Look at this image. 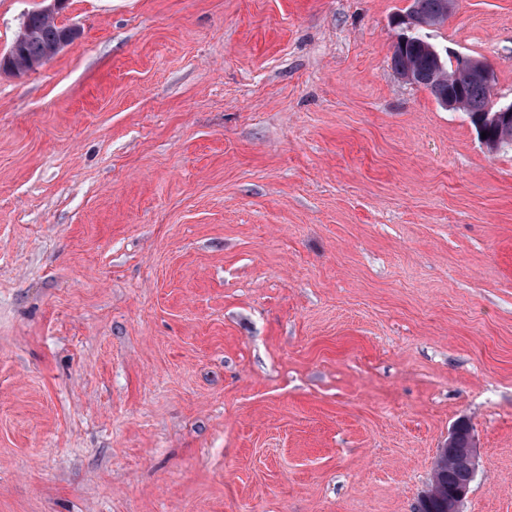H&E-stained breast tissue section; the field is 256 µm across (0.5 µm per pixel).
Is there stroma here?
I'll list each match as a JSON object with an SVG mask.
<instances>
[{
	"label": "stroma",
	"instance_id": "1",
	"mask_svg": "<svg viewBox=\"0 0 512 512\" xmlns=\"http://www.w3.org/2000/svg\"><path fill=\"white\" fill-rule=\"evenodd\" d=\"M411 0H68L0 72V512H512V148ZM41 0H0V54ZM512 102V0L429 28ZM42 2L46 4L41 10L50 16H56L63 12L66 5L63 0H43ZM43 13L40 9L29 12L23 22V26L26 25L27 29L25 32L20 31L10 46L11 70L18 75L36 71L48 60L44 58L28 71L31 61L47 55L50 49L56 45L66 41L73 42L79 37V31L78 36L73 37L70 34L69 26L58 25L55 18H49ZM433 49V50H431ZM479 81L478 84L467 78ZM392 64L394 70L412 67L421 76L410 69H404L399 75L406 81L421 85L427 89L434 87H446L454 93L456 100H459L460 110L466 112L474 128L479 131V121L485 107L484 115L487 122L498 121L505 114H512V102L509 104H498L494 99L491 101L492 92L487 86H492L493 72L481 60L455 56L453 62L448 56H444L438 48L431 43L426 36H413L411 41L398 44L393 47ZM487 85V86H486ZM491 101V102H490ZM456 423L448 435V448H440L436 466L434 469L431 485H435L439 495L432 502L430 512H459L463 500L467 496V490L470 489L474 475L468 468L460 462L448 463V460L457 459L456 448L459 440V425ZM449 498L448 495L454 494Z\"/></svg>",
	"mask_w": 512,
	"mask_h": 512
}]
</instances>
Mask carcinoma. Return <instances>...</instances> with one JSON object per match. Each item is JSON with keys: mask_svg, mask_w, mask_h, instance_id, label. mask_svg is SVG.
Masks as SVG:
<instances>
[{"mask_svg": "<svg viewBox=\"0 0 512 512\" xmlns=\"http://www.w3.org/2000/svg\"><path fill=\"white\" fill-rule=\"evenodd\" d=\"M450 0H414L412 10L431 26L448 18ZM27 29L19 32L10 46L11 70L23 75L31 61L47 55L50 49L63 42L75 40L69 27L59 25L55 19L34 10L26 15ZM393 68L411 67L421 76L419 85L431 89L446 87L454 93L461 111L467 113L473 126H478L481 111L490 103L492 92L483 85L467 78L455 69L450 58L444 56L425 36H415L393 47ZM486 141L505 145L512 143V117L497 125L485 126ZM474 474L459 462H448V449L439 450L432 484L439 495L432 502L430 512H448V496L461 488L471 487Z\"/></svg>", "mask_w": 512, "mask_h": 512, "instance_id": "1", "label": "carcinoma"}]
</instances>
